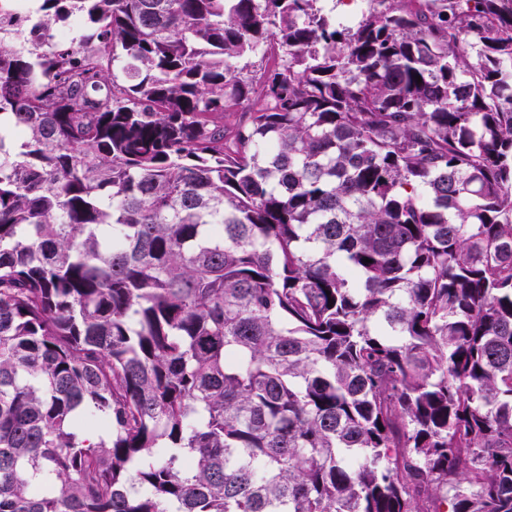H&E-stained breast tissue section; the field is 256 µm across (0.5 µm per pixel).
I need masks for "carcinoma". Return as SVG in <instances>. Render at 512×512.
Wrapping results in <instances>:
<instances>
[{
	"label": "carcinoma",
	"mask_w": 512,
	"mask_h": 512,
	"mask_svg": "<svg viewBox=\"0 0 512 512\" xmlns=\"http://www.w3.org/2000/svg\"><path fill=\"white\" fill-rule=\"evenodd\" d=\"M321 2L0 19V512H512V0ZM326 12H331L336 19L343 20L347 18H359L362 11L366 8L367 2H356L351 0H328L323 2Z\"/></svg>",
	"instance_id": "cac0c4a2"
}]
</instances>
